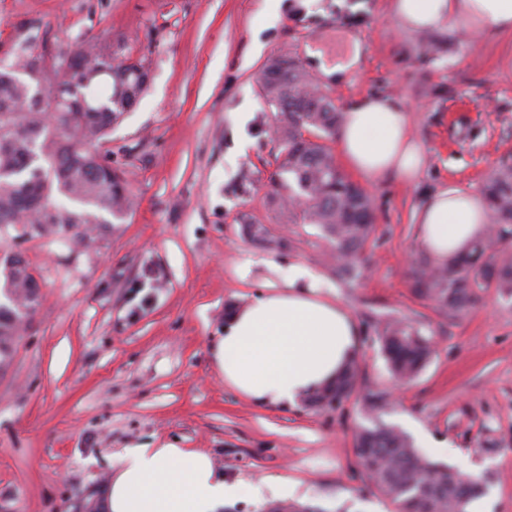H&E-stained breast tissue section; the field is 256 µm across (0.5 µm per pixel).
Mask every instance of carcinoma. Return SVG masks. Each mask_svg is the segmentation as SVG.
Here are the masks:
<instances>
[{
    "instance_id": "obj_1",
    "label": "carcinoma",
    "mask_w": 512,
    "mask_h": 512,
    "mask_svg": "<svg viewBox=\"0 0 512 512\" xmlns=\"http://www.w3.org/2000/svg\"><path fill=\"white\" fill-rule=\"evenodd\" d=\"M38 45L37 37L28 35L19 53L0 58L1 364L11 358L18 336L40 306V284L29 263L4 246L19 238L53 237L88 248L104 225L122 223L132 207L127 183L101 162L98 147L139 101L148 76L142 62L117 60L107 43L55 54L49 63ZM269 67L274 77L265 98L281 115L273 130L282 155L279 192L304 201L306 219L331 244L336 279L351 280L375 232V216L366 191L337 165L326 144L340 128L343 113L312 89L295 58L274 57ZM52 74L64 87L61 104L54 103ZM480 192L489 220L484 236L463 258L424 263L413 282L416 297L451 317L471 310L489 288L512 299V163H502ZM56 195L72 206L53 204ZM378 336L398 382L414 381L431 361V339L411 323L389 322ZM357 384L354 365L335 386L310 396V403L340 404ZM360 406L365 415L378 417L389 406V394L366 388ZM355 456L392 512H468L469 504L486 492L482 479L456 477L454 469L423 457L395 427L360 428Z\"/></svg>"
}]
</instances>
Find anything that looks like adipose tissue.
Segmentation results:
<instances>
[{
	"instance_id": "adipose-tissue-1",
	"label": "adipose tissue",
	"mask_w": 512,
	"mask_h": 512,
	"mask_svg": "<svg viewBox=\"0 0 512 512\" xmlns=\"http://www.w3.org/2000/svg\"><path fill=\"white\" fill-rule=\"evenodd\" d=\"M410 29L455 28L512 34V0H395ZM326 78L341 82L355 71L363 47L349 40L344 55L307 51ZM346 166L361 180H416L424 153L410 132L403 105L385 96L362 98L345 113L338 132ZM418 238L436 264L463 256L488 226L487 209L475 193L460 188L436 192L418 211ZM358 331L352 314L294 276L228 317L213 357L225 385L247 399L286 405L332 384L356 360ZM294 485L225 482L208 452L167 444L124 449L110 477L105 512H222L226 502L247 494L285 497Z\"/></svg>"
}]
</instances>
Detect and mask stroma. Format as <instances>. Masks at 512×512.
<instances>
[{
	"label": "stroma",
	"instance_id": "obj_1",
	"mask_svg": "<svg viewBox=\"0 0 512 512\" xmlns=\"http://www.w3.org/2000/svg\"><path fill=\"white\" fill-rule=\"evenodd\" d=\"M394 0H0V57L27 34L54 54L114 44L143 61L147 88L101 154L134 199L94 247L19 240L41 306L0 366V512H104L113 460L166 443L209 452L228 482L296 484L315 512H389L357 473V399L260 405L225 385L212 354L230 311L297 268L354 317L358 365L388 391L382 423L438 462L482 475L489 512H512V300L488 291L451 317L411 292L424 258L416 210L439 189L479 192L512 162V35L406 30ZM364 47L345 82L314 84L337 111L363 97L399 100L425 163L411 184L366 185L376 232L358 277L337 280L330 245L302 206L276 191L275 107L267 61ZM251 224L266 238L252 240ZM424 325L433 357L411 383L392 379L377 332Z\"/></svg>",
	"mask_w": 512,
	"mask_h": 512
}]
</instances>
